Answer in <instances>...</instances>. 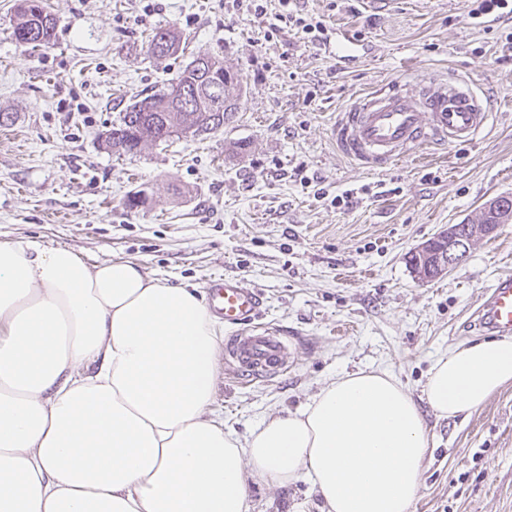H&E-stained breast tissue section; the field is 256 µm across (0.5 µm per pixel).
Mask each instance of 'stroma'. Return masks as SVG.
<instances>
[{
    "mask_svg": "<svg viewBox=\"0 0 512 512\" xmlns=\"http://www.w3.org/2000/svg\"><path fill=\"white\" fill-rule=\"evenodd\" d=\"M53 45L12 35L16 0H0V242L66 246L87 263L130 260L170 285L238 278L262 295L263 325L286 336L276 376L241 380L215 361L213 409L248 438L297 410L331 379L391 372L420 406L429 436L411 512H512V383L467 417L429 407V369L479 339L481 297L512 271V232L478 242L444 276L414 277L411 251L444 225L478 221L512 196V19L470 28L471 0H298L303 16L357 41L337 61L298 30L272 31L246 0H47ZM172 26L182 54L156 60L147 35ZM200 52L242 78L234 122L134 155L108 153L101 132L135 95L166 89ZM433 75L469 82L492 104L473 145L416 149L384 171L336 150L330 128L359 94ZM145 191V206L128 196ZM354 191L352 207L335 201ZM250 512H326L312 482L253 476Z\"/></svg>",
    "mask_w": 512,
    "mask_h": 512,
    "instance_id": "stroma-1",
    "label": "stroma"
}]
</instances>
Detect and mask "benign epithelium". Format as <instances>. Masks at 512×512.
<instances>
[{
  "label": "benign epithelium",
  "mask_w": 512,
  "mask_h": 512,
  "mask_svg": "<svg viewBox=\"0 0 512 512\" xmlns=\"http://www.w3.org/2000/svg\"><path fill=\"white\" fill-rule=\"evenodd\" d=\"M499 224H448L438 236L418 245L414 253L439 275H445L458 265L476 242L492 237Z\"/></svg>",
  "instance_id": "1"
}]
</instances>
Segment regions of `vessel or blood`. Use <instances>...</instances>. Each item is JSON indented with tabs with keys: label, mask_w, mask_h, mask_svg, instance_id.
<instances>
[{
	"label": "vessel or blood",
	"mask_w": 512,
	"mask_h": 512,
	"mask_svg": "<svg viewBox=\"0 0 512 512\" xmlns=\"http://www.w3.org/2000/svg\"><path fill=\"white\" fill-rule=\"evenodd\" d=\"M491 117L487 98L467 82L431 79L415 90L398 84L363 95L340 112L331 137L359 167L384 170L428 143L472 144ZM205 292L210 311L236 331L225 345L233 374L279 372L288 346L276 330L260 324L258 291L224 276L211 279ZM475 317L479 327L512 334V272L500 274L486 290Z\"/></svg>",
	"instance_id": "obj_1"
}]
</instances>
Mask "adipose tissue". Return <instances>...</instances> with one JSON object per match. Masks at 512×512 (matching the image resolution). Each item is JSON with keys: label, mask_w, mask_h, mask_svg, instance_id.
<instances>
[{"label": "adipose tissue", "mask_w": 512, "mask_h": 512, "mask_svg": "<svg viewBox=\"0 0 512 512\" xmlns=\"http://www.w3.org/2000/svg\"><path fill=\"white\" fill-rule=\"evenodd\" d=\"M221 341L197 289L0 243V512H249L250 476L302 474L327 512H411L429 441L392 373L337 376L242 440L212 408ZM511 382L512 336L470 341L426 400L456 418Z\"/></svg>", "instance_id": "ef3b65f1"}]
</instances>
